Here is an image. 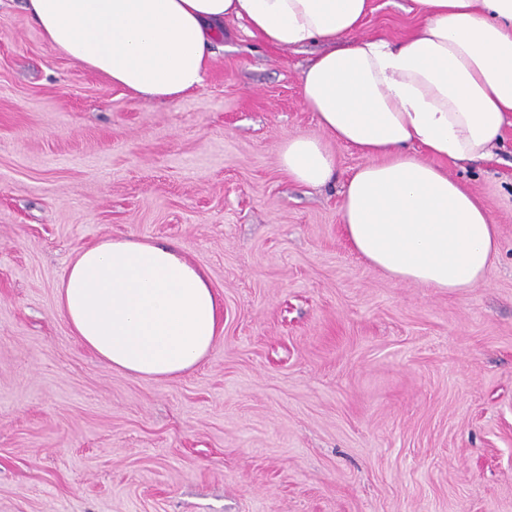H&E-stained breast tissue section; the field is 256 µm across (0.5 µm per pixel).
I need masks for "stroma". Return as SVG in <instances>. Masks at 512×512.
<instances>
[{
	"label": "stroma",
	"instance_id": "35a3bbf8",
	"mask_svg": "<svg viewBox=\"0 0 512 512\" xmlns=\"http://www.w3.org/2000/svg\"><path fill=\"white\" fill-rule=\"evenodd\" d=\"M408 6L364 33L401 40ZM311 56L228 20L202 89L149 101L0 0V512H512V126L448 165L498 226L485 281H396L343 232L357 153L317 188L280 166L321 133ZM116 236L207 275L224 330L192 371L112 369L61 318L66 264Z\"/></svg>",
	"mask_w": 512,
	"mask_h": 512
}]
</instances>
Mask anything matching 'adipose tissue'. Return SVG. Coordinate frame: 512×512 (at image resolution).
Here are the masks:
<instances>
[{"label":"adipose tissue","mask_w":512,"mask_h":512,"mask_svg":"<svg viewBox=\"0 0 512 512\" xmlns=\"http://www.w3.org/2000/svg\"><path fill=\"white\" fill-rule=\"evenodd\" d=\"M421 23L397 42L362 34L370 0H26L45 44L151 100L200 89L225 20L281 49L326 44L301 77L323 138L294 135L282 169L320 187L327 140L364 159L344 180L352 248L390 277L458 292L498 251L486 206L445 162L489 159L512 125V0H412ZM57 305L74 336L115 370L165 379L213 349L221 312L205 273L173 249L105 238L67 264Z\"/></svg>","instance_id":"obj_1"}]
</instances>
